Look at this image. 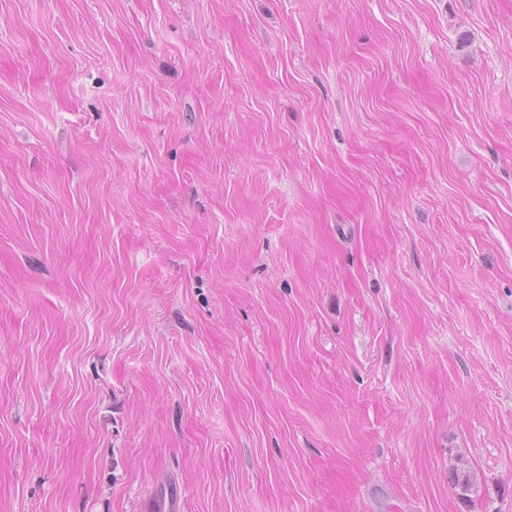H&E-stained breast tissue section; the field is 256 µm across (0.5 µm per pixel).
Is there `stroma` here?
I'll use <instances>...</instances> for the list:
<instances>
[{
	"mask_svg": "<svg viewBox=\"0 0 512 512\" xmlns=\"http://www.w3.org/2000/svg\"><path fill=\"white\" fill-rule=\"evenodd\" d=\"M169 478L512 512V0H0V512Z\"/></svg>",
	"mask_w": 512,
	"mask_h": 512,
	"instance_id": "obj_1",
	"label": "stroma"
}]
</instances>
